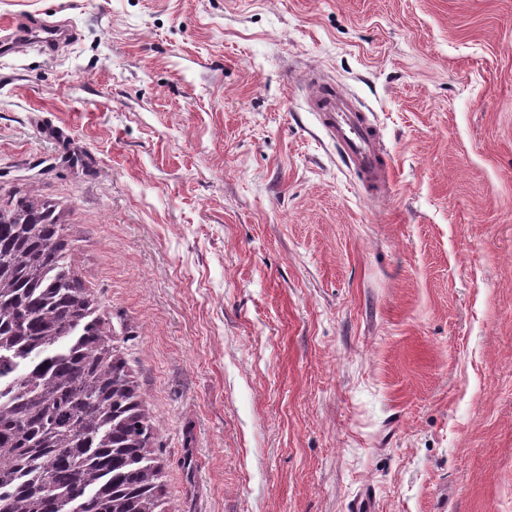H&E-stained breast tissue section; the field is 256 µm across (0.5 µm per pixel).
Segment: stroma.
Instances as JSON below:
<instances>
[{
  "instance_id": "1",
  "label": "stroma",
  "mask_w": 512,
  "mask_h": 512,
  "mask_svg": "<svg viewBox=\"0 0 512 512\" xmlns=\"http://www.w3.org/2000/svg\"><path fill=\"white\" fill-rule=\"evenodd\" d=\"M25 17L77 39L0 56V205L66 224L166 512H512V0H0ZM314 111L323 112V124L365 182L387 181L388 165L376 148L373 128L360 112L332 85H319Z\"/></svg>"
}]
</instances>
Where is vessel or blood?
Listing matches in <instances>:
<instances>
[{"label":"vessel or blood","instance_id":"1","mask_svg":"<svg viewBox=\"0 0 512 512\" xmlns=\"http://www.w3.org/2000/svg\"><path fill=\"white\" fill-rule=\"evenodd\" d=\"M68 31L63 23L37 18L0 24V53H12L25 44L45 54L57 53ZM315 111L365 182L381 183L388 177V165L376 148V136L362 113L353 111L346 98L331 85L318 86Z\"/></svg>","mask_w":512,"mask_h":512}]
</instances>
